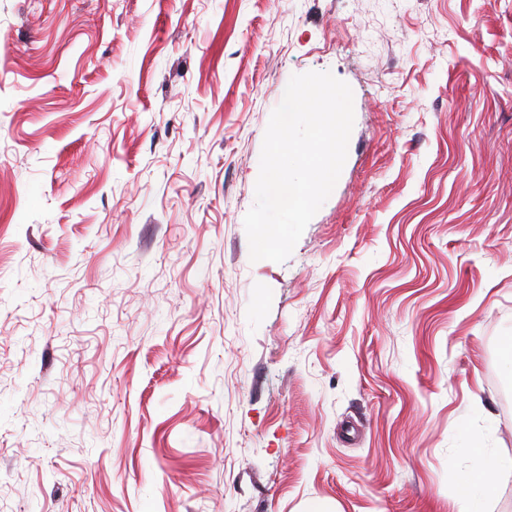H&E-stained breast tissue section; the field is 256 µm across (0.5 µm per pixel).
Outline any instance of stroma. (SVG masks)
<instances>
[{
    "mask_svg": "<svg viewBox=\"0 0 512 512\" xmlns=\"http://www.w3.org/2000/svg\"><path fill=\"white\" fill-rule=\"evenodd\" d=\"M310 71L347 159L254 262ZM507 336L512 0H0V512H457Z\"/></svg>",
    "mask_w": 512,
    "mask_h": 512,
    "instance_id": "35a3bbf8",
    "label": "stroma"
}]
</instances>
